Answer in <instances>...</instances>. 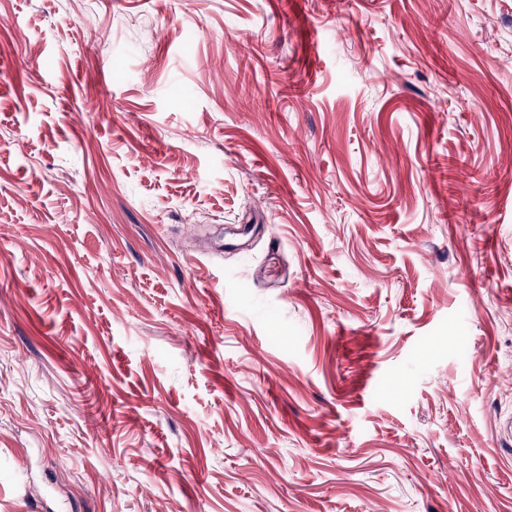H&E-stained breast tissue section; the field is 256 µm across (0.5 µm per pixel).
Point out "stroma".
<instances>
[{"instance_id":"35a3bbf8","label":"stroma","mask_w":512,"mask_h":512,"mask_svg":"<svg viewBox=\"0 0 512 512\" xmlns=\"http://www.w3.org/2000/svg\"><path fill=\"white\" fill-rule=\"evenodd\" d=\"M512 0H0V512H512Z\"/></svg>"}]
</instances>
